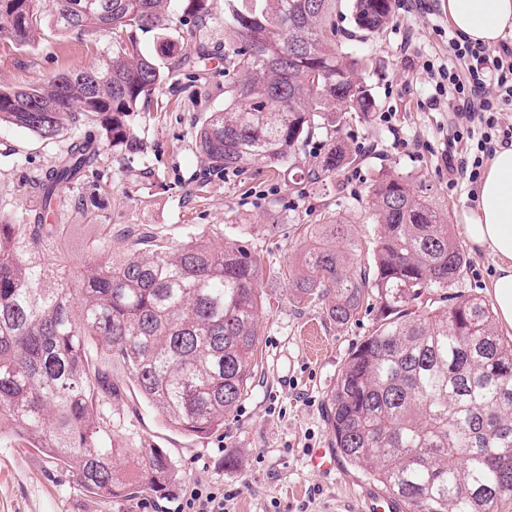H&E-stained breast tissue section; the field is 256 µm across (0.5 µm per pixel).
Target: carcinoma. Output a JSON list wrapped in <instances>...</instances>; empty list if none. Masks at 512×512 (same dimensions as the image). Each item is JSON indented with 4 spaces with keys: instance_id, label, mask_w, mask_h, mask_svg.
<instances>
[{
    "instance_id": "1",
    "label": "carcinoma",
    "mask_w": 512,
    "mask_h": 512,
    "mask_svg": "<svg viewBox=\"0 0 512 512\" xmlns=\"http://www.w3.org/2000/svg\"><path fill=\"white\" fill-rule=\"evenodd\" d=\"M338 2L225 0L224 110L196 134L209 168L276 169L317 131L373 110L362 60L338 37ZM394 2L354 0L357 28L383 29ZM183 11L200 20L208 0H184ZM51 21L61 32L111 31L112 52L48 91L0 88V124L45 140L97 127L35 182L29 223L0 220V436L38 449L89 496L158 493L175 465L165 449L128 440L132 417L116 405L134 392L180 433H224L253 378L260 266L241 237L171 247L142 235L116 255L102 226L78 277L44 262L68 229L49 213L104 147L138 149L130 116L172 79L157 56L176 52L163 39L147 55L138 40L168 29L169 0H57ZM45 24L37 0H0V39L34 46ZM349 162L338 140L301 175L322 183ZM366 205L369 266L354 268L337 241L344 222L325 215L288 281L299 302L329 300L341 325L377 309V328L327 399L336 448L400 512H512V336L485 300L449 293L469 259L426 185L383 171Z\"/></svg>"
}]
</instances>
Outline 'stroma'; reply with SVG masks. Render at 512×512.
Returning a JSON list of instances; mask_svg holds the SVG:
<instances>
[{"mask_svg": "<svg viewBox=\"0 0 512 512\" xmlns=\"http://www.w3.org/2000/svg\"><path fill=\"white\" fill-rule=\"evenodd\" d=\"M204 24L176 21L168 38L195 56V71L163 83L149 110L138 112L132 129L140 143L134 153L105 148L97 162L66 193L50 220L71 227L68 240L48 252L47 262L80 274L88 263L89 237L109 225L112 250L125 251L135 235L154 234L177 244L188 235L245 236L257 257V283L265 305L257 320L258 368L248 394L225 421L224 432L204 440L165 425L150 407L125 402L136 434L165 449L178 476L164 495L147 500L105 499L83 494L47 456L0 438V512H174L186 491L199 485L233 492L224 512H366V498L381 485L338 461L319 472L309 464L313 448L334 447L325 406L349 354L376 328V314L360 311L340 325L325 305H305L288 293L294 258L303 240L296 228L320 223L323 215L352 222L358 258H372L374 227L365 221L367 191L374 175L391 171L422 179L434 200L447 209L459 245H466L463 213L475 206L476 185L448 184L450 138L458 118L438 100L431 66L444 65L467 79L465 59L448 45L454 34L440 0H421L397 10L373 34L353 21V0H341L335 21L349 50L360 54L362 77L375 101L368 119H353L342 131L352 161L327 184L301 180L316 151L307 144L279 170L249 166L209 172L195 135L210 113L224 108V0H209ZM112 47L107 31L80 34L45 29L31 48L0 44V87L49 89L60 73L98 63ZM77 127L44 140L0 127V218L27 223L38 204L31 185L63 155Z\"/></svg>", "mask_w": 512, "mask_h": 512, "instance_id": "35a3bbf8", "label": "stroma"}]
</instances>
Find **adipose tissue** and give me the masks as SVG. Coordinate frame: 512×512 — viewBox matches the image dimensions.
<instances>
[{"instance_id": "1", "label": "adipose tissue", "mask_w": 512, "mask_h": 512, "mask_svg": "<svg viewBox=\"0 0 512 512\" xmlns=\"http://www.w3.org/2000/svg\"><path fill=\"white\" fill-rule=\"evenodd\" d=\"M449 25L463 38L496 46L512 31V0H441ZM471 248L493 257L490 283L496 317L512 327V146L498 147L487 164L474 210L464 213Z\"/></svg>"}]
</instances>
